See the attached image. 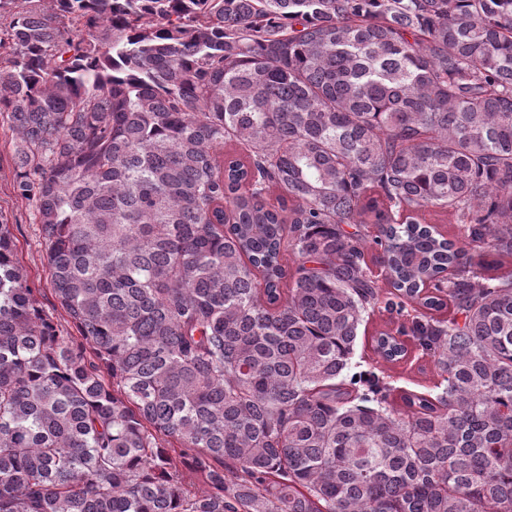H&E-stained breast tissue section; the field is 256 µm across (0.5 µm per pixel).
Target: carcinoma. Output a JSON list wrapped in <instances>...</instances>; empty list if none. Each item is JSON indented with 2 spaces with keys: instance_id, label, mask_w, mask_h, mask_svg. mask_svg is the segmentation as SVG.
<instances>
[{
  "instance_id": "obj_1",
  "label": "carcinoma",
  "mask_w": 512,
  "mask_h": 512,
  "mask_svg": "<svg viewBox=\"0 0 512 512\" xmlns=\"http://www.w3.org/2000/svg\"><path fill=\"white\" fill-rule=\"evenodd\" d=\"M31 3L0 120L76 333L1 223L0 512H512V0ZM377 310L433 395L355 370Z\"/></svg>"
}]
</instances>
